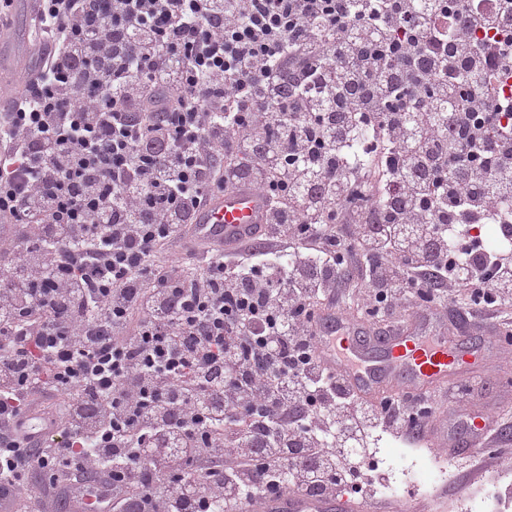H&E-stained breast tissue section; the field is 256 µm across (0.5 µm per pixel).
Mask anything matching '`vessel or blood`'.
Returning <instances> with one entry per match:
<instances>
[{
    "mask_svg": "<svg viewBox=\"0 0 512 512\" xmlns=\"http://www.w3.org/2000/svg\"><path fill=\"white\" fill-rule=\"evenodd\" d=\"M265 201L256 191L240 188L212 195L198 209L195 225L212 239L244 235L262 223ZM428 321L417 319L403 331L383 337L359 336L341 316L327 318L322 332L332 333L334 348L327 354L331 368L341 372L349 386L370 397L386 390L418 392L442 386L481 365L479 341L466 336L429 335ZM258 512H368L367 505L348 500L300 501L283 494L263 502Z\"/></svg>",
    "mask_w": 512,
    "mask_h": 512,
    "instance_id": "vessel-or-blood-1",
    "label": "vessel or blood"
}]
</instances>
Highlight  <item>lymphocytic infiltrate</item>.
Instances as JSON below:
<instances>
[{"label": "lymphocytic infiltrate", "mask_w": 512, "mask_h": 512, "mask_svg": "<svg viewBox=\"0 0 512 512\" xmlns=\"http://www.w3.org/2000/svg\"><path fill=\"white\" fill-rule=\"evenodd\" d=\"M36 3L0 113V507L377 501L376 436L453 437L473 388L369 399L320 325L357 290L380 333L512 345V0ZM240 184L256 240H198Z\"/></svg>", "instance_id": "obj_1"}]
</instances>
